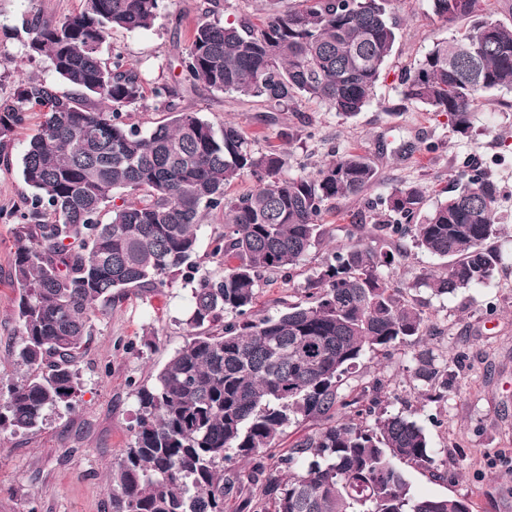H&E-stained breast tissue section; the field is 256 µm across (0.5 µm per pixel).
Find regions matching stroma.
Masks as SVG:
<instances>
[{
  "instance_id": "stroma-1",
  "label": "stroma",
  "mask_w": 512,
  "mask_h": 512,
  "mask_svg": "<svg viewBox=\"0 0 512 512\" xmlns=\"http://www.w3.org/2000/svg\"><path fill=\"white\" fill-rule=\"evenodd\" d=\"M205 2L163 0L150 30L114 31L103 55L122 52L149 87L177 75L178 54L204 14ZM82 5L83 0H0V101L16 98L21 79H55L43 60L29 56L32 17L71 14ZM391 10L400 24L399 38L373 103L354 118L344 119L309 102L301 112H281L275 123L264 124L260 106L203 87L186 95L184 104L213 124L238 122L259 150L280 144L281 130L308 117L310 134L288 146L289 175L316 170L335 150H359L377 169L365 199L332 203L323 217L322 240L292 276L264 274L254 308L259 318L304 300L334 248L367 240L373 213L366 199L387 195L402 183H417L425 187L431 205L453 187L462 170L480 168L495 177L503 267L479 288L438 295L417 280L424 271H444L445 260L414 248L411 240L401 241L402 256L390 276L405 286L407 299L424 313V333L389 356L366 354L344 375L342 388L355 395L381 382L380 411L411 416L424 427L436 462L448 477L437 480L426 471L409 469L420 494L466 498L475 512H512V150L500 145L504 139L512 143V92L485 94L464 136L452 130L446 116L404 100L399 73L416 67L434 41L451 37L466 24L438 19L428 0H394ZM16 61L22 63L21 71L13 70ZM42 121L41 112L31 109L8 148L9 162L0 161V379L6 381L24 374L13 357L19 293L10 280L12 214L26 192L19 162ZM407 144L416 146V153L403 154ZM190 298V284L178 275L157 290L128 294L98 315L80 361L75 410H49L35 432L0 435V512H110L112 466L128 447L135 425L134 388L151 384L184 345ZM424 351L447 367L450 377L447 391L431 401L415 375L416 357Z\"/></svg>"
}]
</instances>
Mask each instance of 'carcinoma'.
Segmentation results:
<instances>
[{
	"label": "carcinoma",
	"instance_id": "obj_1",
	"mask_svg": "<svg viewBox=\"0 0 512 512\" xmlns=\"http://www.w3.org/2000/svg\"><path fill=\"white\" fill-rule=\"evenodd\" d=\"M160 0H84L75 14L32 18L31 56L67 86L28 78L0 103V153L27 112L43 109L20 173L27 193L14 226L11 280L15 363L26 377L7 384L0 434L26 433L46 410L72 408L79 363L93 322L112 301L160 288L177 274L193 284L188 339L151 385L135 388L136 427L112 468V512H473L465 498L417 494L406 468L434 464L428 436L409 415L375 411L366 387L341 391L342 377L366 352L388 354L425 327L388 269L396 244L448 260L422 285L438 294L476 288L502 264L497 182L485 171L461 172L448 195L424 210L426 191L401 184L369 203L372 239L332 254L305 303L251 319L266 272H291L324 235L329 204L360 198L377 172L358 151L336 152L310 174L287 176L288 152L254 149L235 122L219 127L182 106L198 86L297 112L304 101L349 119L365 110L398 40L390 0H286L266 17L200 20L178 59L180 77L152 88L166 121L143 131L126 108L144 99L139 71L101 47L115 29L146 30ZM443 21L466 20L400 78L404 99L448 116L455 132L490 90L512 91V23L485 12L484 0H429ZM251 191L230 197L236 180ZM224 214L211 256L218 276L195 261L204 218ZM236 321L224 323V314ZM417 377L448 388V371L428 353ZM319 428L298 438L269 469L288 423ZM250 464L224 470L228 451Z\"/></svg>",
	"mask_w": 512,
	"mask_h": 512
}]
</instances>
